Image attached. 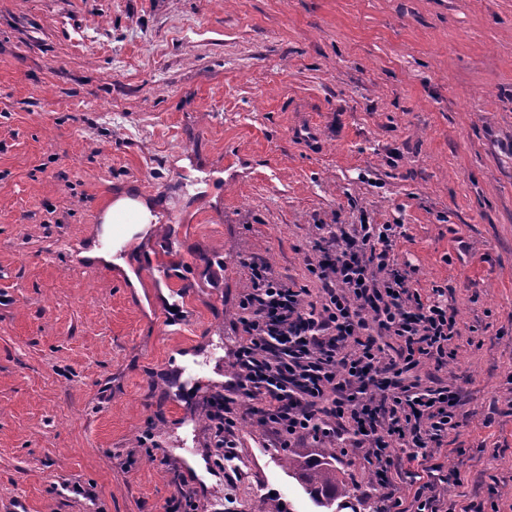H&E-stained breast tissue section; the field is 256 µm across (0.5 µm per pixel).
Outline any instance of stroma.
<instances>
[{"label": "stroma", "mask_w": 512, "mask_h": 512, "mask_svg": "<svg viewBox=\"0 0 512 512\" xmlns=\"http://www.w3.org/2000/svg\"><path fill=\"white\" fill-rule=\"evenodd\" d=\"M130 186L172 248L75 263ZM364 218L456 314L454 358L410 374L458 392L442 492L512 512V0H0V512H219L223 386L174 357L232 377L247 262L317 300V225ZM236 437L237 512H324L273 432ZM336 465L371 512L361 453Z\"/></svg>", "instance_id": "35a3bbf8"}]
</instances>
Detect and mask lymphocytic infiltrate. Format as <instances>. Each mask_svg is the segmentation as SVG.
Returning a JSON list of instances; mask_svg holds the SVG:
<instances>
[{"label": "lymphocytic infiltrate", "mask_w": 512, "mask_h": 512, "mask_svg": "<svg viewBox=\"0 0 512 512\" xmlns=\"http://www.w3.org/2000/svg\"><path fill=\"white\" fill-rule=\"evenodd\" d=\"M321 230V257L308 267L321 284L320 302L305 301L304 289L276 277L267 263L248 265L249 286L238 301L246 336L235 352L234 377L208 413L224 482L232 488L244 477L235 439L244 410L284 448L304 434L351 435L379 481L386 512H456L439 506L435 485L447 477L431 458L456 426L457 393L402 380L424 361L454 356L456 321L443 292L422 299L394 269L397 225ZM382 334L399 340L397 358L382 356ZM404 459L426 475L407 501L391 478Z\"/></svg>", "instance_id": "f902f5d3"}]
</instances>
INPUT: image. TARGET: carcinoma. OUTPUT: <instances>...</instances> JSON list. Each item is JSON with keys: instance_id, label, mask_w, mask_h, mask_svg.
<instances>
[{"instance_id": "obj_1", "label": "carcinoma", "mask_w": 512, "mask_h": 512, "mask_svg": "<svg viewBox=\"0 0 512 512\" xmlns=\"http://www.w3.org/2000/svg\"><path fill=\"white\" fill-rule=\"evenodd\" d=\"M288 472L321 506L334 512L339 500L356 497L357 486L348 482L336 466V448L326 446L308 450L298 448L283 458Z\"/></svg>"}]
</instances>
